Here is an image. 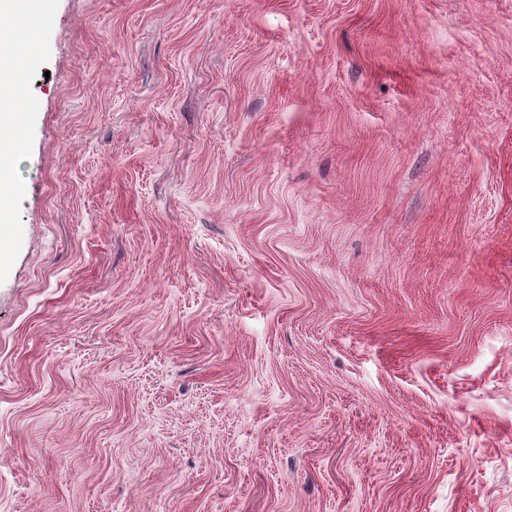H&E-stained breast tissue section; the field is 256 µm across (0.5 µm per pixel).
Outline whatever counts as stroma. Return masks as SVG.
Segmentation results:
<instances>
[{
    "mask_svg": "<svg viewBox=\"0 0 512 512\" xmlns=\"http://www.w3.org/2000/svg\"><path fill=\"white\" fill-rule=\"evenodd\" d=\"M9 26L0 512H512V0Z\"/></svg>",
    "mask_w": 512,
    "mask_h": 512,
    "instance_id": "obj_1",
    "label": "stroma"
}]
</instances>
